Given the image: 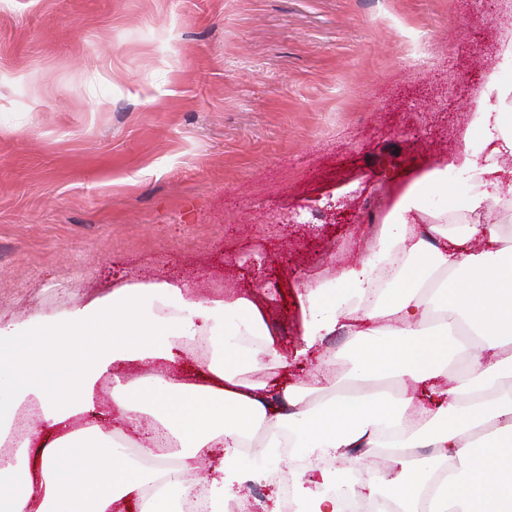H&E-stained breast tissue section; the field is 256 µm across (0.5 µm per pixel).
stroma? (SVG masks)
<instances>
[{
  "label": "stroma",
  "mask_w": 512,
  "mask_h": 512,
  "mask_svg": "<svg viewBox=\"0 0 512 512\" xmlns=\"http://www.w3.org/2000/svg\"><path fill=\"white\" fill-rule=\"evenodd\" d=\"M511 36L512 0H0V326L181 281L261 298L309 384L303 285L371 257Z\"/></svg>",
  "instance_id": "stroma-1"
}]
</instances>
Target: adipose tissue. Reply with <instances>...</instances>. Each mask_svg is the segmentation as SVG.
<instances>
[{
  "mask_svg": "<svg viewBox=\"0 0 512 512\" xmlns=\"http://www.w3.org/2000/svg\"><path fill=\"white\" fill-rule=\"evenodd\" d=\"M511 95L498 70L487 72L463 147L398 194L372 257L305 285L299 353L347 329L345 375L323 357L308 386L251 380L261 368L288 367L259 304L188 299L170 282L122 286L60 319L0 327V445L25 401H39L41 424L53 428L94 410L112 364L171 365L197 341L209 343L197 381L111 379L113 416H151L156 447L139 445L131 457L122 433L96 424L61 435L40 450V481L0 469V512H112L120 501L138 512H183L193 474L209 459L205 497L211 512H224L239 485L268 479L284 448L309 460L389 451L393 472L364 482L319 467L311 486L295 483L306 512H344L355 499L394 512H512V246H503L499 225L452 224L422 204L454 170L475 183L465 213L512 207V169L500 163L512 155V114L501 109ZM452 348L467 361L451 379ZM63 355L71 367L59 377ZM405 376L426 385L431 407L406 392ZM168 458L175 469L159 467Z\"/></svg>",
  "mask_w": 512,
  "mask_h": 512,
  "instance_id": "obj_1",
  "label": "adipose tissue"
}]
</instances>
